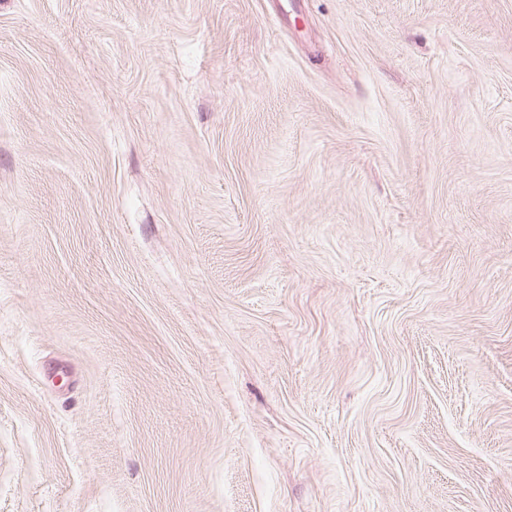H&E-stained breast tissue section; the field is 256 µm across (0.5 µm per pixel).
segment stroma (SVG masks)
I'll return each instance as SVG.
<instances>
[{"label":"stroma","instance_id":"35a3bbf8","mask_svg":"<svg viewBox=\"0 0 512 512\" xmlns=\"http://www.w3.org/2000/svg\"><path fill=\"white\" fill-rule=\"evenodd\" d=\"M0 512H512V0H0Z\"/></svg>","mask_w":512,"mask_h":512}]
</instances>
